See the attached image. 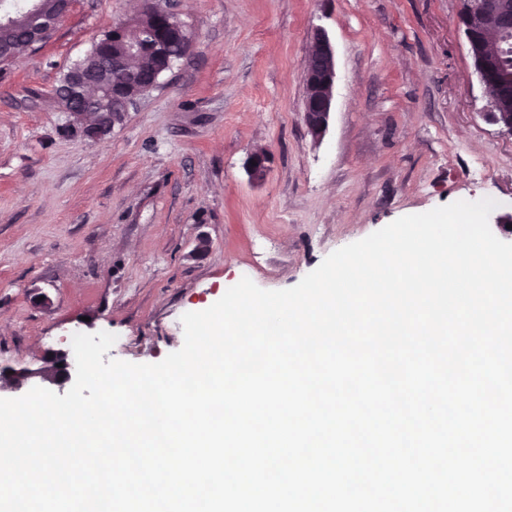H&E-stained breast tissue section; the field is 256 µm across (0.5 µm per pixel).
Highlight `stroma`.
<instances>
[{
    "mask_svg": "<svg viewBox=\"0 0 512 512\" xmlns=\"http://www.w3.org/2000/svg\"><path fill=\"white\" fill-rule=\"evenodd\" d=\"M140 2L75 0L0 75V368L69 357L68 336L101 331L117 337L108 358L156 363L182 347V315L242 277L294 287L333 251L459 200L512 214V136L461 0H178L189 54L110 137L82 140L53 89ZM317 26L336 58L320 141L302 66Z\"/></svg>",
    "mask_w": 512,
    "mask_h": 512,
    "instance_id": "obj_1",
    "label": "stroma"
}]
</instances>
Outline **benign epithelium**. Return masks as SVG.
Returning <instances> with one entry per match:
<instances>
[{"instance_id": "obj_1", "label": "benign epithelium", "mask_w": 512, "mask_h": 512, "mask_svg": "<svg viewBox=\"0 0 512 512\" xmlns=\"http://www.w3.org/2000/svg\"><path fill=\"white\" fill-rule=\"evenodd\" d=\"M72 0H60L55 9H50L46 0H29L26 8L17 14L0 17V26L26 33L31 47L36 49L45 41V34L34 28V21L53 14V22L66 19ZM143 14L167 21L166 29L155 38L154 51L159 57L160 69L153 83L172 69L181 55L168 53L169 44L180 41L187 47L192 44L188 27L170 3L161 7L154 0L147 3ZM462 26L479 81L489 97L492 112L501 109V101L509 96L508 86L512 74L500 71L502 60L512 54V0H463ZM123 28L134 31V36L124 41L118 55L107 58L109 68L119 70L124 82L109 88L100 79L96 70L81 66L71 69L68 82L55 89V97L62 111L66 112L69 124L75 127L81 138L98 141L111 135L122 125L130 108L143 95L141 72L133 61L143 55L144 36L138 18L123 23ZM311 45L303 61L306 82L304 118L312 137L319 141L328 131L334 98L336 60L334 47L326 31L317 27L311 32ZM58 370L42 362L36 368L23 367L9 371L0 370V393L14 392L29 386H44L57 381Z\"/></svg>"}]
</instances>
